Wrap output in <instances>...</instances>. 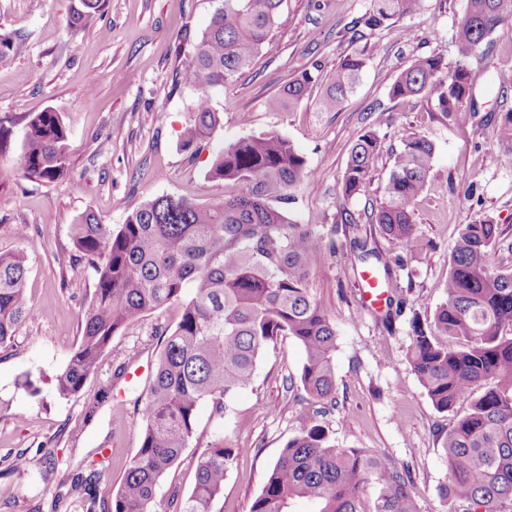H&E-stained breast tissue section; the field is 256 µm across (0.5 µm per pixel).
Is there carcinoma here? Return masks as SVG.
I'll use <instances>...</instances> for the list:
<instances>
[{"label":"carcinoma","instance_id":"cac0c4a2","mask_svg":"<svg viewBox=\"0 0 512 512\" xmlns=\"http://www.w3.org/2000/svg\"><path fill=\"white\" fill-rule=\"evenodd\" d=\"M372 2L365 21L370 29L419 7V0ZM283 3L221 0L180 72V82L197 91L183 149L194 152L212 136L220 117L211 90L250 66ZM105 8V0H75L68 28L77 34L95 26ZM508 20L512 0H467L453 34L455 65L448 67L439 53L419 56L400 71L390 95L428 97L446 115L473 105L475 77L467 61ZM365 67L362 54L341 59L319 110H341ZM316 69L302 71L271 105L301 101ZM399 137L384 201L371 220L406 252H421L426 243L416 234L413 213L432 170L434 145L405 129ZM497 137L512 146V111L501 113ZM66 138L61 113L34 114L14 170L28 180L61 178L69 167ZM380 149L372 131L355 141L342 175L344 198L366 192ZM208 176L232 187L217 204L163 195L133 209L116 230L91 211L72 224L73 249L63 253L62 265H85L95 288L81 313L79 342L51 379L59 397L80 393L111 350L112 337L144 314L176 304L180 317L164 335L141 399V444L112 501L100 502L94 494L98 469L72 476L71 491L83 497L86 512H214L227 473L247 452L221 434L191 459L195 483L189 494L175 489L162 507L157 487L196 439L200 405L211 403L214 417L224 418L232 397L251 384L266 349L290 336L305 362L286 390H303L315 409L303 415L298 434L267 471L249 512H293L298 498L310 501L313 512H419L409 469L376 452L336 447L319 420L336 405V328L311 293L309 278L320 257L336 253V240L296 223L288 211L311 176L304 158L279 134L248 136L225 145ZM497 239L496 224L461 225L447 298L431 321L415 316L411 323L410 364L433 407L443 413L469 402L442 445L449 480L439 494L450 512H512V269L493 271L484 262ZM352 246L380 281H390L389 262L378 248L358 237ZM27 273L24 251L0 252V348L31 314ZM368 486L376 491L370 507L362 499Z\"/></svg>","mask_w":512,"mask_h":512}]
</instances>
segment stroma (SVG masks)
<instances>
[{
  "label": "stroma",
  "instance_id": "obj_1",
  "mask_svg": "<svg viewBox=\"0 0 512 512\" xmlns=\"http://www.w3.org/2000/svg\"><path fill=\"white\" fill-rule=\"evenodd\" d=\"M74 0H0V224L17 236L0 235V252L24 250L33 314L11 345L0 349V512H83L79 499L59 483L64 473L86 469L97 449L111 451L96 488L109 500L136 454L142 422L139 400L148 389L158 331L174 328L177 307L149 312L112 339V351L82 392L59 398L51 377L80 338V315L94 291L90 270L59 262L71 249V226L83 212L119 226L145 201L173 195L199 205L224 198V184L209 179L215 153L239 138L276 133L306 160L311 178L290 210L300 224L336 236V252L314 267L309 287L336 327L337 398L323 423L337 447L366 448L409 467L420 512H448L439 497L448 479L442 442L455 412L432 406L409 362L411 319L431 318L443 300L450 254L461 225L497 224L499 239L489 267L512 269V149L496 134L499 113L512 111V21L498 26L468 61L475 76V107L446 115L434 101L395 99L390 88L416 56L443 54L455 63L452 39L466 0H421L409 16L371 30L360 20L370 0H285L270 38L252 64L229 84L213 89L211 102L223 120L198 153L183 150L195 91L179 73L190 44L209 24L216 0H107L97 27L72 34ZM367 59L354 93L338 112L316 102L345 56ZM318 80L305 98L274 111L269 100L303 70ZM61 112L69 127V170L52 183L17 175L12 160L25 141L31 114ZM431 140L433 169L414 207L417 254L382 235L369 214L398 150L399 131ZM381 141L368 191L346 200L341 178L349 151L364 131ZM476 184L475 196L465 189ZM354 237L381 250L392 270V290L404 298L402 315L384 324L362 304V269L350 246ZM304 363L299 344L278 337L258 362L252 383L236 393L224 420L210 404L199 411L197 435L223 433L244 451L224 480L214 512H248L267 470L294 437L309 396L285 389ZM128 369L126 379L114 376ZM40 391L22 387L25 377ZM26 451V474L9 471Z\"/></svg>",
  "mask_w": 512,
  "mask_h": 512
}]
</instances>
